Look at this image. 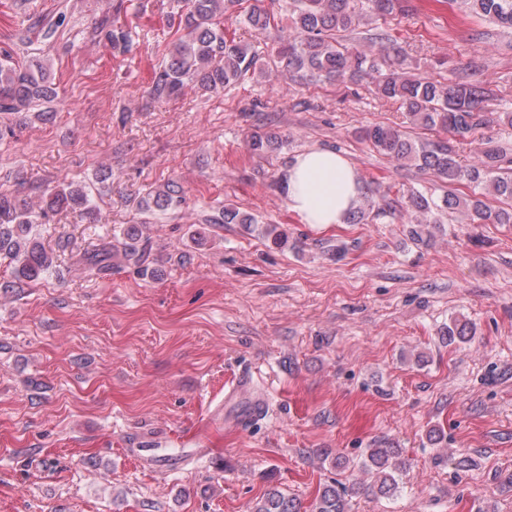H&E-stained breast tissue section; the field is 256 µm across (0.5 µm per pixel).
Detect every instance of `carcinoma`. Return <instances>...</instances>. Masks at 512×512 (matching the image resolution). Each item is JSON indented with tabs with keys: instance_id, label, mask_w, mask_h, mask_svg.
<instances>
[{
	"instance_id": "carcinoma-1",
	"label": "carcinoma",
	"mask_w": 512,
	"mask_h": 512,
	"mask_svg": "<svg viewBox=\"0 0 512 512\" xmlns=\"http://www.w3.org/2000/svg\"><path fill=\"white\" fill-rule=\"evenodd\" d=\"M168 16L175 29V39L166 51L165 61L154 69L150 95L156 100H174L188 85L208 92H218L255 70L256 53L227 34L224 21L241 20L254 31L270 28L275 16L266 7L252 5L243 13L241 0H171ZM380 16L402 13L411 8V0H292L291 24L279 37L274 51V64L291 76L318 75L329 81L352 80L367 76L373 91L380 97L400 103L414 122L427 130L463 137L487 123L483 103L490 97L489 89L463 77L455 81L417 77L409 72L407 57L389 43V38L374 34L384 45L364 48L350 39L361 25L363 8ZM471 13L488 18L512 29V0H465ZM125 0H113L112 15L101 18L89 36L110 48L113 56L132 51L138 36L136 27L126 23ZM58 96L44 62L34 58L16 63L5 54L0 57V114L7 116L25 110L37 111L42 120L53 118L54 111L42 108ZM361 137L378 153L407 163L432 174L445 184L461 188L488 187V193L499 199H512V148L499 146L483 151L478 165L459 160L456 146L446 138L415 140L403 131L375 124L361 130ZM279 136L256 130L246 146L262 156L278 149ZM183 201L179 186L168 183L147 192L138 202L139 210L165 215ZM463 210L472 224H512V207H494L485 200L464 192L444 191L437 200L419 192L405 197H390V190L377 185L371 194L358 201L348 212L350 224H362L370 216L398 213L414 224H438L439 216L448 210ZM63 212L79 213L96 221V205L88 187L62 179L41 191L34 203L12 193H0V260L12 266L13 281L0 287L16 288L39 280L53 268L55 254L46 250L32 233L34 225L48 224ZM222 223H255V218L234 206L224 207ZM146 225L128 224L121 237L104 241L77 259V264L91 275H100L119 256L133 262L142 276L154 274L144 266ZM442 339L450 344L471 341L472 326L455 319L441 330ZM397 448H368L361 468L374 475L367 490L384 498L394 497L400 489L403 471ZM362 487L351 479L337 481L318 490L311 512H349V497ZM253 512H300L296 499L273 487L255 504Z\"/></svg>"
}]
</instances>
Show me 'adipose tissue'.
<instances>
[{
  "label": "adipose tissue",
  "instance_id": "adipose-tissue-1",
  "mask_svg": "<svg viewBox=\"0 0 512 512\" xmlns=\"http://www.w3.org/2000/svg\"><path fill=\"white\" fill-rule=\"evenodd\" d=\"M285 177L288 208L305 224L343 223L361 193L357 168L332 149L314 148L295 155Z\"/></svg>",
  "mask_w": 512,
  "mask_h": 512
}]
</instances>
